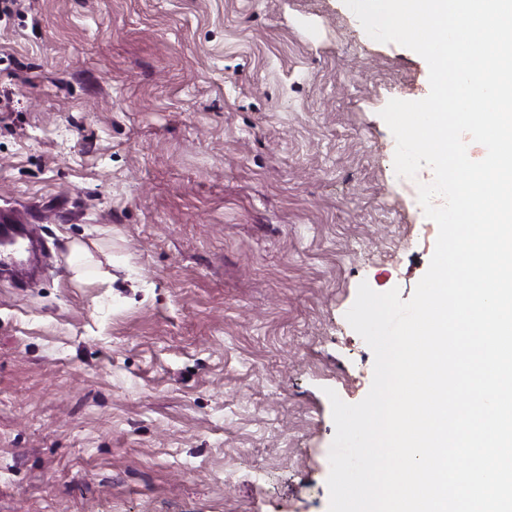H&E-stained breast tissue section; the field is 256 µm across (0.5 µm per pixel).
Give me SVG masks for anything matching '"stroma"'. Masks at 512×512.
<instances>
[{
    "label": "stroma",
    "mask_w": 512,
    "mask_h": 512,
    "mask_svg": "<svg viewBox=\"0 0 512 512\" xmlns=\"http://www.w3.org/2000/svg\"><path fill=\"white\" fill-rule=\"evenodd\" d=\"M344 0H0V512H328L360 283L438 235L391 99L427 62ZM8 238L11 240L16 249L11 252H2V265L10 264L15 259V252L20 249L25 240L28 239L27 224L21 222L4 223L0 221V239Z\"/></svg>",
    "instance_id": "obj_1"
}]
</instances>
